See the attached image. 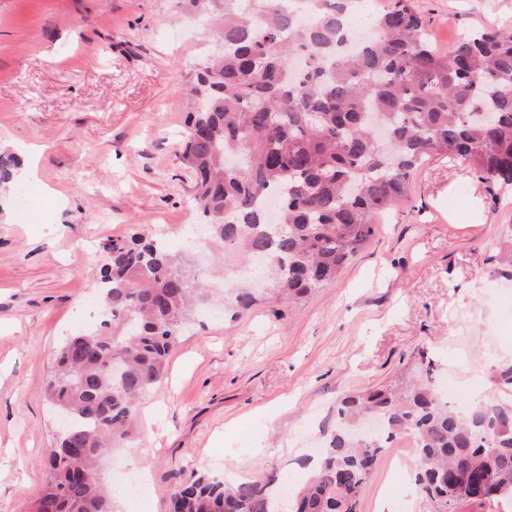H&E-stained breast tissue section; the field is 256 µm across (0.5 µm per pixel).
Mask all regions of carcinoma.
I'll return each mask as SVG.
<instances>
[{
    "label": "carcinoma",
    "mask_w": 512,
    "mask_h": 512,
    "mask_svg": "<svg viewBox=\"0 0 512 512\" xmlns=\"http://www.w3.org/2000/svg\"><path fill=\"white\" fill-rule=\"evenodd\" d=\"M224 53L197 69L185 89L205 100L182 132L181 163L213 238L264 250L270 291L291 304L336 280L375 233L376 219L407 195L415 171L443 155L490 185L512 186V29L478 30L448 51L429 44L407 0L374 14V38L346 51L351 0H300L313 22L278 0H215ZM305 58L300 73L291 60ZM18 164L0 153V182ZM279 192L278 223L262 199ZM96 290L95 331L68 339L47 386L67 418L49 450V479L34 512H116V489L99 465L127 447L140 396L160 386L183 324L207 289L160 240H113ZM256 302L237 282L224 306ZM498 392L458 415L431 379L401 392L349 396L306 484L290 492L275 474L228 483L192 473L170 495L169 512H356L383 444L413 438L419 493L448 512L512 499V363L497 371Z\"/></svg>",
    "instance_id": "cac0c4a2"
}]
</instances>
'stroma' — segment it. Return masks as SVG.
<instances>
[{
	"instance_id": "obj_1",
	"label": "stroma",
	"mask_w": 512,
	"mask_h": 512,
	"mask_svg": "<svg viewBox=\"0 0 512 512\" xmlns=\"http://www.w3.org/2000/svg\"><path fill=\"white\" fill-rule=\"evenodd\" d=\"M411 3L438 50L512 28V0ZM215 50L181 0H0V152L32 173L27 205L0 213V512H32L47 479L54 351L97 324L104 244L163 236L203 279L221 251L183 236L203 217L179 161L181 90ZM511 228L512 186L487 192L435 156L336 282L281 317L271 291L236 315L211 290L115 460L147 476L119 512H168L194 472L235 480L272 463L299 485L341 399L404 384L426 360L455 398L485 395L512 361V268L497 259ZM414 462L413 449H384L358 512H434Z\"/></svg>"
}]
</instances>
